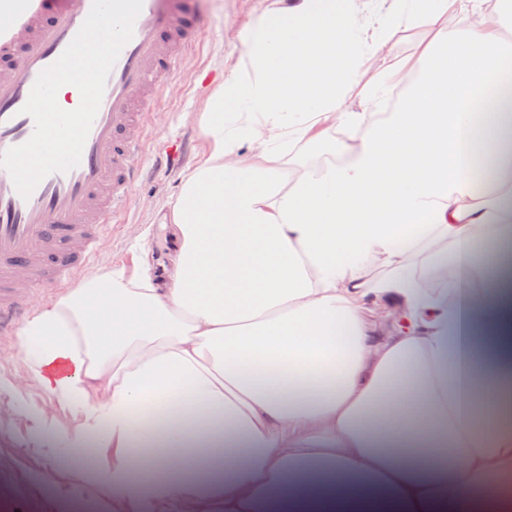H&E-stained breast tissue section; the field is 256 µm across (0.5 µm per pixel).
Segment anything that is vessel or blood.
Returning a JSON list of instances; mask_svg holds the SVG:
<instances>
[{"label": "vessel or blood", "mask_w": 512, "mask_h": 512, "mask_svg": "<svg viewBox=\"0 0 512 512\" xmlns=\"http://www.w3.org/2000/svg\"><path fill=\"white\" fill-rule=\"evenodd\" d=\"M91 7L92 0H18L0 26V152L31 137L34 120L22 108ZM197 38L184 0H143L133 37L107 77L79 164L48 175L26 198L0 168V327L23 317L29 287L68 284L75 269L91 262L141 176L132 160L142 151L144 116Z\"/></svg>", "instance_id": "1"}]
</instances>
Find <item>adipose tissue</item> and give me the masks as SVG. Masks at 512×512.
<instances>
[{
    "mask_svg": "<svg viewBox=\"0 0 512 512\" xmlns=\"http://www.w3.org/2000/svg\"><path fill=\"white\" fill-rule=\"evenodd\" d=\"M386 2L254 16L166 262L18 329L55 404L31 448L102 456L51 486L60 512H512V0H468L453 31L455 0ZM421 26L418 56L365 74ZM323 143L334 161L288 169Z\"/></svg>",
    "mask_w": 512,
    "mask_h": 512,
    "instance_id": "ef3b65f1",
    "label": "adipose tissue"
}]
</instances>
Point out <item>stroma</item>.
<instances>
[{
  "mask_svg": "<svg viewBox=\"0 0 512 512\" xmlns=\"http://www.w3.org/2000/svg\"><path fill=\"white\" fill-rule=\"evenodd\" d=\"M275 5L276 0H190L188 8L197 19L199 41L183 58L169 90L148 117L144 149L137 158L142 176L126 208L114 215L109 231L99 240L94 261L78 271V280L111 269H132L143 250L156 255L163 252L164 216L185 174L208 153L201 127L206 99L223 80L225 70L243 54L240 30L255 14ZM161 148L171 151L174 161L160 168L155 155ZM26 382L21 396L0 395V512H53L50 496L41 493L34 477L74 481L92 465L78 454L47 460L30 452L21 415L26 407H47L52 400L36 382Z\"/></svg>",
  "mask_w": 512,
  "mask_h": 512,
  "instance_id": "35a3bbf8",
  "label": "stroma"
}]
</instances>
